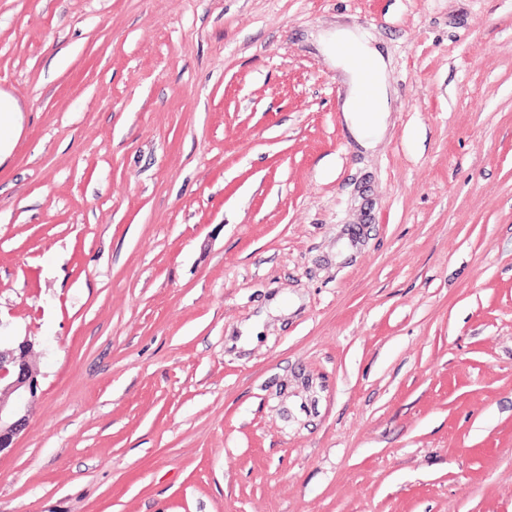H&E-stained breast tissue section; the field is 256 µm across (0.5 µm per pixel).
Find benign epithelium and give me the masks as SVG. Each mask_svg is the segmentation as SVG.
Instances as JSON below:
<instances>
[{"label": "benign epithelium", "mask_w": 512, "mask_h": 512, "mask_svg": "<svg viewBox=\"0 0 512 512\" xmlns=\"http://www.w3.org/2000/svg\"><path fill=\"white\" fill-rule=\"evenodd\" d=\"M32 348L27 336L0 346V453L13 447L26 425L29 403L40 388V369Z\"/></svg>", "instance_id": "1"}]
</instances>
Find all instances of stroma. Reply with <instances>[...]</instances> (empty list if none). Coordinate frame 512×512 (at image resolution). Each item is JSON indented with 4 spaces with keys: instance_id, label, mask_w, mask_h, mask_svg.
Listing matches in <instances>:
<instances>
[{
    "instance_id": "1",
    "label": "stroma",
    "mask_w": 512,
    "mask_h": 512,
    "mask_svg": "<svg viewBox=\"0 0 512 512\" xmlns=\"http://www.w3.org/2000/svg\"><path fill=\"white\" fill-rule=\"evenodd\" d=\"M0 90V512H512V0H0ZM325 54L334 60L345 73L346 95L342 106V117L351 134L364 148H371L375 139L385 130V117L388 113V87L386 82V64L380 52L370 43L363 40L354 30L337 29L321 38ZM350 46L356 55L367 60L374 70V80L366 85L354 62V59L343 53L341 48ZM369 105L363 110L364 99ZM21 112V106L13 97L0 93V162L1 157L12 149L8 134L17 128L20 129ZM32 348L27 336L6 347L0 342V453L13 447L40 388V369L32 358Z\"/></svg>"
}]
</instances>
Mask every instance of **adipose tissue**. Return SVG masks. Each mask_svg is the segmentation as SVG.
Segmentation results:
<instances>
[{
  "mask_svg": "<svg viewBox=\"0 0 512 512\" xmlns=\"http://www.w3.org/2000/svg\"><path fill=\"white\" fill-rule=\"evenodd\" d=\"M325 54L345 73L346 95L342 117L351 134L365 148L385 130L388 112L386 64L380 52L372 48L354 30L343 28L322 39ZM367 60L374 70L372 84H365L355 64L356 58Z\"/></svg>",
  "mask_w": 512,
  "mask_h": 512,
  "instance_id": "ef3b65f1",
  "label": "adipose tissue"
}]
</instances>
